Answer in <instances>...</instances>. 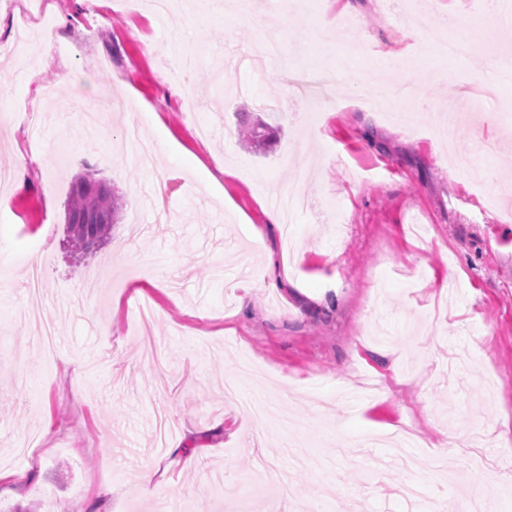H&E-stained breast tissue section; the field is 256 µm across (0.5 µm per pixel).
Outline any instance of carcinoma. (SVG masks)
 <instances>
[{
  "label": "carcinoma",
  "instance_id": "cac0c4a2",
  "mask_svg": "<svg viewBox=\"0 0 512 512\" xmlns=\"http://www.w3.org/2000/svg\"><path fill=\"white\" fill-rule=\"evenodd\" d=\"M275 138L268 124H255L241 131L242 145L254 152H263L272 144ZM102 195L98 191V183L84 176L75 178L66 208V222L70 244L76 251H88L102 243L110 235L114 225L120 223L123 204L120 198L112 199V210L107 220L93 225L89 231H84L81 225L97 219Z\"/></svg>",
  "mask_w": 512,
  "mask_h": 512
}]
</instances>
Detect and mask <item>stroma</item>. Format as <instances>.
I'll return each instance as SVG.
<instances>
[{
    "instance_id": "35a3bbf8",
    "label": "stroma",
    "mask_w": 512,
    "mask_h": 512,
    "mask_svg": "<svg viewBox=\"0 0 512 512\" xmlns=\"http://www.w3.org/2000/svg\"><path fill=\"white\" fill-rule=\"evenodd\" d=\"M477 2L424 0L415 13L406 0L344 12L319 0L284 20L260 0L256 28L211 0H181L172 16L147 0H46L26 43L28 0L0 12V41L31 62L0 55V78L20 91L0 96V458L31 476L22 496L0 485V512H423L401 495L410 483L512 512V193L445 161L451 150L491 167L486 139L512 150V82L469 93L512 52L494 16L473 25ZM428 29L471 52L432 61ZM385 46L406 69L374 61ZM187 52L199 63L174 96ZM258 117L279 130L263 154L239 141ZM161 142L195 167L140 165V144ZM295 157L307 206L257 240V196L291 180ZM218 159L243 175L216 191L205 175ZM87 174L124 206L85 254L67 243L65 212ZM159 176L178 184L166 217L150 206ZM35 252L52 363L24 318ZM271 258L292 268L274 290ZM232 379L240 397L279 401L327 469L291 465L278 423L252 422L225 395ZM162 406L175 430L220 420L231 434L147 487ZM473 433L492 460L483 470L451 443Z\"/></svg>"
}]
</instances>
